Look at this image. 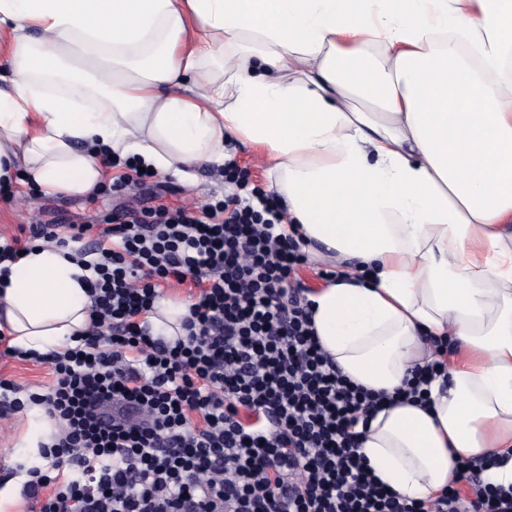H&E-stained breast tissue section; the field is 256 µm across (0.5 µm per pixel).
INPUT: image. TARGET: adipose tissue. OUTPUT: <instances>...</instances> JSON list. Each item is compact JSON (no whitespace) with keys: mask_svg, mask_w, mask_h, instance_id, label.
<instances>
[{"mask_svg":"<svg viewBox=\"0 0 512 512\" xmlns=\"http://www.w3.org/2000/svg\"><path fill=\"white\" fill-rule=\"evenodd\" d=\"M0 179L84 194L112 159L182 174L263 148L288 221L350 272L311 294L343 374L392 391L442 336L430 406L360 448L427 499L457 458L512 486V0H0ZM86 270L37 247L0 288L11 344L86 328Z\"/></svg>","mask_w":512,"mask_h":512,"instance_id":"ef3b65f1","label":"adipose tissue"}]
</instances>
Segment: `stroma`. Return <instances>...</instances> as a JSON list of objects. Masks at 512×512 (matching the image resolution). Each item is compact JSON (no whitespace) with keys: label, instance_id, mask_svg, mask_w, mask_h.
Listing matches in <instances>:
<instances>
[{"label":"stroma","instance_id":"obj_1","mask_svg":"<svg viewBox=\"0 0 512 512\" xmlns=\"http://www.w3.org/2000/svg\"><path fill=\"white\" fill-rule=\"evenodd\" d=\"M237 166L249 188L268 191L274 179L262 153L250 144L230 145ZM126 166L108 170L101 185L82 195L37 193L28 186L13 183L11 196L0 198V240L21 235L27 225L40 224H109L115 216L133 211H146L164 205L170 208L201 209L218 204L231 190L223 168L212 166L196 169L193 178L179 174L158 173L154 177L112 192V182L125 179Z\"/></svg>","mask_w":512,"mask_h":512}]
</instances>
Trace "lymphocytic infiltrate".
Wrapping results in <instances>:
<instances>
[{"label": "lymphocytic infiltrate", "instance_id": "lymphocytic-infiltrate-1", "mask_svg": "<svg viewBox=\"0 0 512 512\" xmlns=\"http://www.w3.org/2000/svg\"><path fill=\"white\" fill-rule=\"evenodd\" d=\"M225 169L237 190L209 210L161 206L68 236L33 224L0 244V263L37 241L70 245L91 273L79 343L35 359L51 383L24 392L0 379L1 412L38 405L56 427L41 465L7 467L33 512H512L487 459L458 460L456 485L427 501L372 476L361 428L386 404L427 402L445 362L390 394L349 380L315 335L280 198ZM172 282L193 290L170 341L148 314Z\"/></svg>", "mask_w": 512, "mask_h": 512}]
</instances>
